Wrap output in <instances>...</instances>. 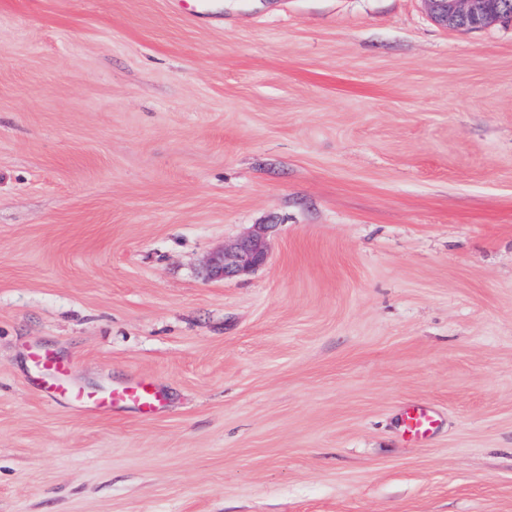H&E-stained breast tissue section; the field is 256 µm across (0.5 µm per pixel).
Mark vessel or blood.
<instances>
[{"label":"vessel or blood","instance_id":"1","mask_svg":"<svg viewBox=\"0 0 512 512\" xmlns=\"http://www.w3.org/2000/svg\"><path fill=\"white\" fill-rule=\"evenodd\" d=\"M40 391L45 399L64 401L80 410L103 412L117 405L128 404L145 414L158 408L160 394L153 384L139 382L121 388L90 390L69 381L70 366L62 361H44L39 363ZM433 424L430 413L417 407L404 417V432L409 439L416 440L425 436Z\"/></svg>","mask_w":512,"mask_h":512}]
</instances>
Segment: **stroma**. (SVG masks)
<instances>
[{"label":"stroma","mask_w":512,"mask_h":512,"mask_svg":"<svg viewBox=\"0 0 512 512\" xmlns=\"http://www.w3.org/2000/svg\"><path fill=\"white\" fill-rule=\"evenodd\" d=\"M0 512H512V23L0 0ZM268 245L260 233L240 240L233 247L213 255L206 266V274L214 279L241 276L260 267L267 260ZM40 391L50 401H65L79 410L103 412L117 405H132L144 414L158 409L160 394L153 384L138 382L121 388L89 390L66 379L70 366L62 361L37 362ZM432 425L433 418L424 408H413L404 417V432L412 440L425 436Z\"/></svg>","instance_id":"obj_1"}]
</instances>
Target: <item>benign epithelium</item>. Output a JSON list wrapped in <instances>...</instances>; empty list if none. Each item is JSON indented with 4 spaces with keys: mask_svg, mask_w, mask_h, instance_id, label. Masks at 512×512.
I'll use <instances>...</instances> for the list:
<instances>
[{
    "mask_svg": "<svg viewBox=\"0 0 512 512\" xmlns=\"http://www.w3.org/2000/svg\"><path fill=\"white\" fill-rule=\"evenodd\" d=\"M434 19L452 28H480L492 21L512 19V0H426ZM268 245L263 235L252 234L233 247L213 255L206 274L227 279L251 272L264 264Z\"/></svg>",
    "mask_w": 512,
    "mask_h": 512,
    "instance_id": "1",
    "label": "benign epithelium"
}]
</instances>
